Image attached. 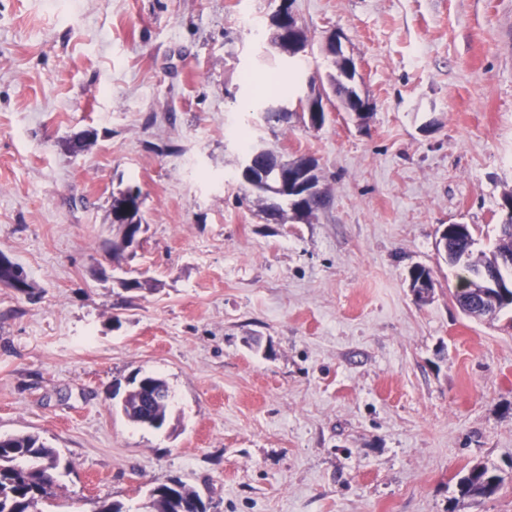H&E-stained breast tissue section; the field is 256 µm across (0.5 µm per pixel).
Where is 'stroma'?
I'll use <instances>...</instances> for the list:
<instances>
[{"mask_svg": "<svg viewBox=\"0 0 512 512\" xmlns=\"http://www.w3.org/2000/svg\"><path fill=\"white\" fill-rule=\"evenodd\" d=\"M280 3L0 0V252L34 284L0 285V433L59 452V512H146L175 479L210 512H512V312L466 316L436 248L443 224L497 242L512 0H294L302 77L338 34L370 102L330 97L319 129L265 126L242 82L287 67L263 37ZM243 128L315 156L313 223L239 204ZM129 185L151 290L97 275ZM138 373L167 381L169 427L120 413ZM476 464L504 482L460 497Z\"/></svg>", "mask_w": 512, "mask_h": 512, "instance_id": "obj_1", "label": "stroma"}]
</instances>
